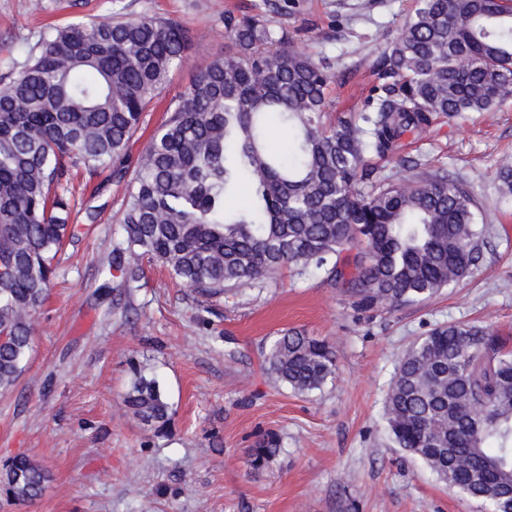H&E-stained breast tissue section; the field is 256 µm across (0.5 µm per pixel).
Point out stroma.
Here are the masks:
<instances>
[{
	"instance_id": "stroma-1",
	"label": "stroma",
	"mask_w": 512,
	"mask_h": 512,
	"mask_svg": "<svg viewBox=\"0 0 512 512\" xmlns=\"http://www.w3.org/2000/svg\"><path fill=\"white\" fill-rule=\"evenodd\" d=\"M0 0V76L21 69L43 31L92 19L148 15L201 33L162 101L144 113L127 166H135L168 101L224 54V14H263L286 25L292 50L326 60L333 122L370 92L389 32L416 0ZM512 158V97L486 112L433 116L397 161L369 158L399 180L401 160L482 182L469 190L488 227L483 259L458 286L421 304L354 310L320 274L284 268L244 293L205 298L144 263L138 281L102 289L101 267L121 238L126 184L76 171L70 182L79 237L56 259L33 349L15 387L0 393V463L26 455L51 479L32 502L0 512H478L418 458L390 441L384 402L407 349L448 322L479 321L512 339V203L496 172ZM94 219H87V211ZM287 329L330 341L336 375L298 394L264 370ZM155 375L171 407L154 436L123 405L133 367ZM273 432L280 448L262 471L248 450Z\"/></svg>"
}]
</instances>
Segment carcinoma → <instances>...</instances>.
Segmentation results:
<instances>
[{"label": "carcinoma", "instance_id": "cac0c4a2", "mask_svg": "<svg viewBox=\"0 0 512 512\" xmlns=\"http://www.w3.org/2000/svg\"><path fill=\"white\" fill-rule=\"evenodd\" d=\"M224 56L201 68L140 155L124 165L143 113L193 46L180 21L147 15L55 27L0 87V391L17 383L35 315L69 223L68 176L113 168L127 180L122 238L101 271L140 277L146 259L205 297L240 291L294 264L340 285L354 307L425 302L477 266L487 227L464 183L421 171L376 180L367 158L397 157L402 138L433 113L486 112L512 97V0H417L382 49L357 111L334 124L330 74L294 52L288 27L224 14ZM254 199L241 208V177ZM512 198V164L497 170ZM265 362L301 394L336 373L332 344L297 331L271 342ZM123 402L154 433L170 405L156 377L134 369ZM385 409L392 443L419 458L482 512H512V350L490 328L450 322L401 357ZM280 447L251 449L257 470ZM47 467H0L15 504L45 490Z\"/></svg>", "mask_w": 512, "mask_h": 512}]
</instances>
